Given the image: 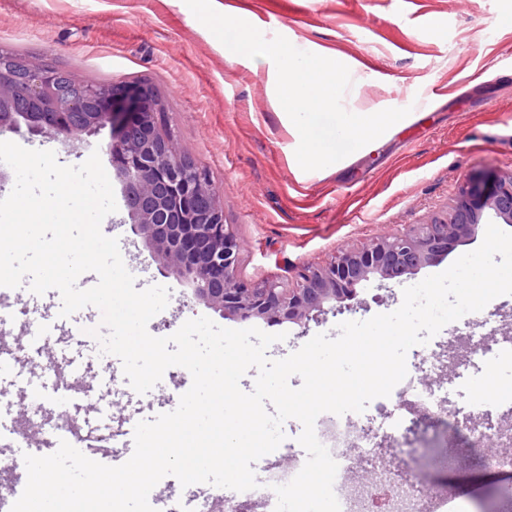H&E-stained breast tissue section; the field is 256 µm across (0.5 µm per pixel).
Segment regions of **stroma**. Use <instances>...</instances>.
Wrapping results in <instances>:
<instances>
[{
  "instance_id": "stroma-1",
  "label": "stroma",
  "mask_w": 512,
  "mask_h": 512,
  "mask_svg": "<svg viewBox=\"0 0 512 512\" xmlns=\"http://www.w3.org/2000/svg\"><path fill=\"white\" fill-rule=\"evenodd\" d=\"M220 13L244 18L265 38L286 37L299 50L345 64L351 84L342 103L349 112L411 108L404 125L384 133L343 160L305 171L299 166L291 120L276 94L271 59L225 52L184 0H0V46L54 60L80 78L100 77L120 85H148L167 106L164 121L181 150L209 175L244 243L242 278L290 282L302 264H322L335 251L360 246L450 210L472 180L512 173V0H213ZM111 128L68 145L60 138L4 132L0 139L27 149L54 151L63 165L82 164L99 153L113 185L117 210L102 222L117 238L135 286L169 289L167 307L148 323L156 337L174 334L200 316L225 328L243 321L221 316L195 299L192 288L161 274L155 251L131 230L124 184L107 152ZM458 246L435 264L402 280H371L341 312H329L308 327L283 323L256 328L282 334L267 354L282 359L319 333L337 337L345 321L390 313L403 290L446 270L457 256L477 249ZM13 319L0 326V348L13 350L24 375L33 366L60 365L56 347L31 357L28 338L38 318L61 308L58 291L37 295L28 284L0 300ZM493 329L482 328L484 312L471 323L447 324L442 336L512 337V295L488 304ZM82 399L76 410L47 403L27 415L15 407L14 432L37 443L57 427L79 433L104 403L112 426L126 432L140 421L176 409L192 384L183 367L168 368L148 393L138 394L118 375L105 394L93 373H65ZM411 466L419 474L410 512H429L430 495L457 504L462 512L482 500L487 512L512 502V468L486 469L463 447L454 428L412 436Z\"/></svg>"
}]
</instances>
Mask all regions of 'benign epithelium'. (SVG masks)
<instances>
[{
  "label": "benign epithelium",
  "mask_w": 512,
  "mask_h": 512,
  "mask_svg": "<svg viewBox=\"0 0 512 512\" xmlns=\"http://www.w3.org/2000/svg\"><path fill=\"white\" fill-rule=\"evenodd\" d=\"M53 95L38 67L28 68L17 87L7 88L1 79L0 133L24 125L32 135L76 143L107 124L118 125L107 151L122 172L133 233L153 246L161 273L189 282L196 299L224 317L304 327L325 313V305L354 299L361 282L412 275L471 241L487 210L512 224V175L479 179L462 190L445 214L340 251L323 265H304L288 287L267 280L249 288L241 282L243 242L226 222L204 169L182 153L169 129L153 122L165 106L151 87L132 86L120 96L111 85L94 94V111L81 114L78 122L53 111ZM14 96L46 108L13 112L7 104ZM204 195L210 207L201 212L195 202Z\"/></svg>",
  "instance_id": "obj_1"
}]
</instances>
